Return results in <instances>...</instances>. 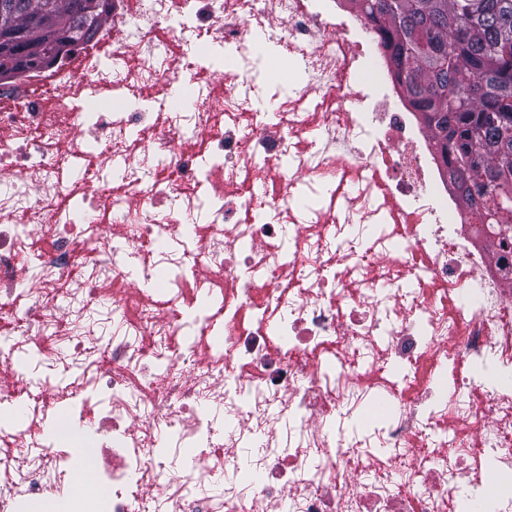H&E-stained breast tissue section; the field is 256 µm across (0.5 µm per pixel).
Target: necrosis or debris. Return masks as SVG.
I'll return each mask as SVG.
<instances>
[{"label":"necrosis or debris","mask_w":512,"mask_h":512,"mask_svg":"<svg viewBox=\"0 0 512 512\" xmlns=\"http://www.w3.org/2000/svg\"><path fill=\"white\" fill-rule=\"evenodd\" d=\"M205 35L235 71L186 63ZM262 39L304 76L273 91L272 124L254 105ZM365 64L377 85L345 95ZM388 69L376 31L332 22L317 0H112L89 42L0 81V402L27 409L0 428V512L56 497L45 420L82 393L108 398L83 401L79 421L109 450L98 481L112 512L171 486L165 512H272L290 496L298 512H457L463 496L472 512H512V252L449 191ZM186 77L194 95L171 102ZM105 141L123 167L112 189ZM105 296L121 324L76 334ZM22 347L49 365L62 348L101 357L68 385H37L14 363ZM370 395L394 408L386 456L330 428L337 405ZM204 396L231 422L201 448ZM163 427L196 450L181 476L150 453ZM258 433L266 452L246 456ZM217 465L232 474L223 498L190 493ZM398 466L402 493L381 480Z\"/></svg>","instance_id":"4bbe7bcc"}]
</instances>
